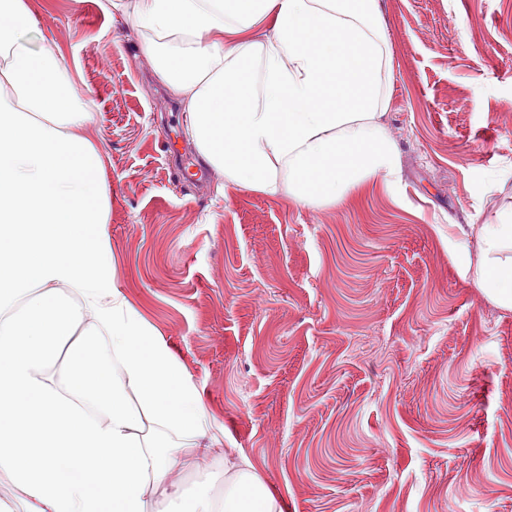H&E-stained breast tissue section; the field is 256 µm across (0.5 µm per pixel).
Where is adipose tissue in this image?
<instances>
[{"mask_svg":"<svg viewBox=\"0 0 512 512\" xmlns=\"http://www.w3.org/2000/svg\"><path fill=\"white\" fill-rule=\"evenodd\" d=\"M378 0H105L146 32L202 166L304 207L392 179ZM267 23L256 41L251 31ZM27 0H0V473L22 512H282L248 460L188 502L169 476L211 422L189 374L116 285L86 100ZM476 285L512 310V216L477 231Z\"/></svg>","mask_w":512,"mask_h":512,"instance_id":"ef3b65f1","label":"adipose tissue"}]
</instances>
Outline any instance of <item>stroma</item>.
I'll use <instances>...</instances> for the list:
<instances>
[{
  "label": "stroma",
  "instance_id": "stroma-1",
  "mask_svg": "<svg viewBox=\"0 0 512 512\" xmlns=\"http://www.w3.org/2000/svg\"><path fill=\"white\" fill-rule=\"evenodd\" d=\"M95 112L119 288L215 425L183 498L247 457L283 512H512V310L461 269L512 213V0H379L400 151L336 206L199 167L145 34L102 0H27Z\"/></svg>",
  "mask_w": 512,
  "mask_h": 512
}]
</instances>
